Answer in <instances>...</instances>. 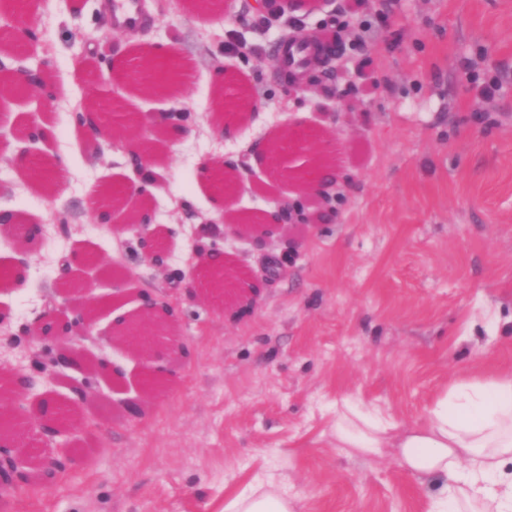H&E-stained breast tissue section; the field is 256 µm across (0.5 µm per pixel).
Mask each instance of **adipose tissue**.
<instances>
[{
  "label": "adipose tissue",
  "instance_id": "1",
  "mask_svg": "<svg viewBox=\"0 0 512 512\" xmlns=\"http://www.w3.org/2000/svg\"><path fill=\"white\" fill-rule=\"evenodd\" d=\"M336 445L368 457L397 449L409 472L433 486L429 512H512V372L457 380L409 430L343 404ZM224 512L295 510L277 483L259 478Z\"/></svg>",
  "mask_w": 512,
  "mask_h": 512
}]
</instances>
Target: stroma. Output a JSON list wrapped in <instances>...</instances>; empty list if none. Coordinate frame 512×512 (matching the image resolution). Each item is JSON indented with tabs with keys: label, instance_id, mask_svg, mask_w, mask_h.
Masks as SVG:
<instances>
[{
	"label": "stroma",
	"instance_id": "obj_1",
	"mask_svg": "<svg viewBox=\"0 0 512 512\" xmlns=\"http://www.w3.org/2000/svg\"><path fill=\"white\" fill-rule=\"evenodd\" d=\"M144 0L149 22L115 30L105 0H35L17 14L0 0V51L26 57L17 29L48 45L55 100L0 94V209L44 228L28 242L26 281L0 285V373L43 362L30 326L51 302L62 257L94 252L118 265L133 295L103 306L95 326L137 315L138 293L171 307L181 352L168 385L140 394L144 361L124 345L109 357L123 384L103 395L142 396L138 416L84 401L69 388L67 439L77 449L48 483L19 477L0 512H224L267 476L298 512H427L428 490L395 456L336 445V409L350 401L404 427L424 420L455 381L512 370V0H271L273 17L220 0ZM331 28L346 47L328 76H281L275 43ZM190 62L181 97L142 92L132 76L151 50ZM125 67L106 109L146 117L178 113V141L153 128L116 129L102 141L80 131L75 112L92 97L89 65ZM244 102L218 114L217 86ZM46 141L27 143L31 114ZM229 131H221L220 123ZM293 123L332 147L336 187L321 217L300 185L268 176L255 144ZM154 143L157 175L147 200L167 231L166 269L150 265L136 230L94 220L101 184L131 177L114 152ZM66 156L52 187L14 159L21 151ZM235 164L238 190L220 201L202 186L204 163ZM289 204L308 218L257 246L224 227L225 214L257 216ZM219 249L259 292L247 307L206 292L189 264ZM47 390L0 396L16 412L17 437L42 453L26 425Z\"/></svg>",
	"mask_w": 512,
	"mask_h": 512
}]
</instances>
